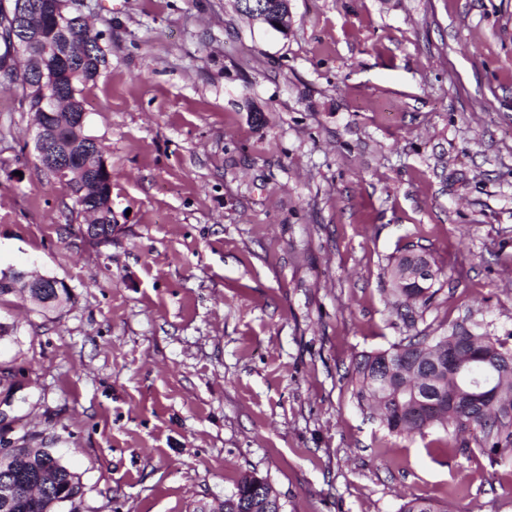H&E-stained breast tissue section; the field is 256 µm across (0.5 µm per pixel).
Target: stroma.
Here are the masks:
<instances>
[{
  "label": "stroma",
  "mask_w": 512,
  "mask_h": 512,
  "mask_svg": "<svg viewBox=\"0 0 512 512\" xmlns=\"http://www.w3.org/2000/svg\"><path fill=\"white\" fill-rule=\"evenodd\" d=\"M108 67L83 92L112 172V242L38 162L0 85V365L13 438L80 474L77 512H215L242 475L283 512H512V457L396 436L352 396L407 336L390 266L445 271L417 329L512 332V0H289L279 34L234 0H78ZM39 290L29 288L27 290L30 300L41 308H57L69 301V295L65 288L59 290L57 294L53 288H45L41 283ZM50 289V290H49ZM399 512H447V509L434 498L412 495L400 506Z\"/></svg>",
  "instance_id": "1"
}]
</instances>
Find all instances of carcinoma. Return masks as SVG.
Returning a JSON list of instances; mask_svg holds the SVG:
<instances>
[{"instance_id": "1", "label": "carcinoma", "mask_w": 512, "mask_h": 512, "mask_svg": "<svg viewBox=\"0 0 512 512\" xmlns=\"http://www.w3.org/2000/svg\"><path fill=\"white\" fill-rule=\"evenodd\" d=\"M89 40L91 53L77 62L66 63L52 56L42 59L45 71L66 90L62 101L72 112L83 109L84 87L106 66L105 53L98 47V35L89 34ZM1 79L21 89L29 111H39L40 80L29 73V66L19 69L13 61L8 70L0 72ZM59 139L61 149L71 153H83L94 144V138L81 129H64ZM27 294L41 308H57L69 301L64 288L57 292L30 288ZM433 296L431 286L423 281H396L391 288L390 304L396 315L412 326L416 305L428 303ZM508 340L509 337L496 336L485 327L468 328L458 323L448 329L446 336L425 332L407 336L388 350L361 356L354 367L352 395L361 408L368 410L391 433L410 435L435 425L446 430L451 428L455 434L473 429L480 433V452L491 456L512 455V370L499 371L492 377L498 395L487 397L470 419L461 418V409L471 388L450 373H433L436 364L448 370L450 358H468L474 364H481L486 358L512 361ZM431 379L437 384L430 388L442 390V397L437 399L440 408L427 419L412 423L408 421V414L415 395L423 392L426 381ZM10 465L45 469L54 473L57 480L52 495L41 493L30 497L11 512H61L60 501L82 488L80 476L60 456L50 455L45 448L17 447ZM244 502L254 512H279L282 508L267 479L255 473L242 476L234 490L224 496V512H242ZM399 512H447V509L431 497L413 495L404 501Z\"/></svg>"}]
</instances>
